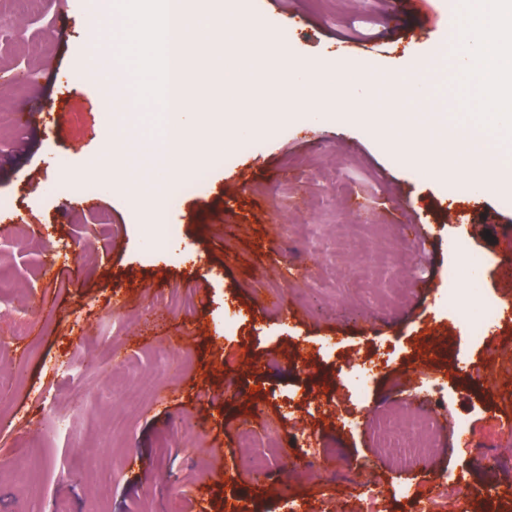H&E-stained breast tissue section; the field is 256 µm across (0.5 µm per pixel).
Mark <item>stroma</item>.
<instances>
[{
  "instance_id": "stroma-1",
  "label": "stroma",
  "mask_w": 512,
  "mask_h": 512,
  "mask_svg": "<svg viewBox=\"0 0 512 512\" xmlns=\"http://www.w3.org/2000/svg\"><path fill=\"white\" fill-rule=\"evenodd\" d=\"M102 0H0V30L17 40L0 51V371L9 401L0 403V512H322L325 499L381 492L386 512H421L433 485L447 477L471 491L470 512H512V458L493 421L487 391L468 373L488 349L512 347V324L467 342L442 302L456 238H467L487 262L478 286L512 308V255L494 234L512 225V208L497 189L475 192L439 180L437 137L417 130L415 104L402 88L409 76L447 99V119L480 129L500 149V133L457 69L460 44L447 34L420 42L413 17L384 0H271L268 33L295 14L275 54L282 68L322 72L347 86L373 85L392 130L378 132L349 118L371 101L337 104L318 122L307 94L275 113L266 130L231 131L226 153L201 162L206 181L176 208L140 210L130 182L112 183L96 157L122 150L124 137H148L165 149L163 105L106 115L97 87L111 84L101 55L117 57L126 20L97 31ZM385 43L370 71L355 70L350 43ZM90 84L65 103L63 132L34 123L13 129L11 114L35 91L51 92L70 72ZM214 65L206 87L188 78L191 108L223 118ZM417 140L406 154L400 142ZM246 152H238L239 142ZM98 197L97 209L67 208L74 192ZM108 212L109 228L96 222ZM20 214L42 241L13 238ZM430 232L421 249L403 235L407 223ZM145 224H171L177 234L154 244ZM434 289L418 303L415 285ZM282 295L294 312L283 319L270 300ZM234 319L225 329V319ZM435 336L451 342L432 376L446 387L432 407L446 417L428 472L382 457L376 421L394 417L421 386L416 356ZM373 360L364 402L351 393L350 361ZM233 385L232 408L211 395ZM90 403L72 404L75 393ZM254 438L236 445L241 426ZM465 429L469 444L452 442ZM139 467H130L131 456ZM262 457L266 470L250 487L246 470Z\"/></svg>"
}]
</instances>
